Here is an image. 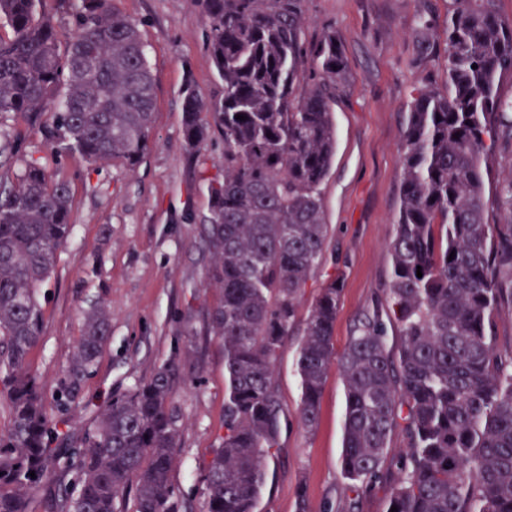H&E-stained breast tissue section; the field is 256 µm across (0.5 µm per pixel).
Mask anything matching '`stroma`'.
I'll return each mask as SVG.
<instances>
[{
  "mask_svg": "<svg viewBox=\"0 0 512 512\" xmlns=\"http://www.w3.org/2000/svg\"><path fill=\"white\" fill-rule=\"evenodd\" d=\"M449 0H308L305 39L334 27L343 46L348 86L336 98V155L320 187L328 224L324 257L304 287L297 316L277 361V387L288 427L271 463L258 512H384L398 467L387 462L371 490L342 476L345 387L330 368L317 426L298 420L296 373L304 322L320 288L338 277L342 295L333 345L343 352L357 326L384 300L390 274L388 244L399 207L402 145L413 89L443 86L438 58L412 61L419 16L445 21ZM138 23L156 85L150 147L135 170L118 163L89 165L77 152L54 158L22 118L13 125L19 145L0 164L13 174L27 159L56 168L72 190V232L46 284L43 335L29 368L54 391L82 334L85 314L105 306L111 335L80 397L68 411L75 433L94 426L112 397L169 364L170 405L179 429L174 481L184 512H201L202 464L222 446L224 345L211 327L217 300L205 285L211 257L202 234L209 216L208 182L224 176V137L214 132L196 152L184 147L182 86L193 77L207 97L224 84L205 42L198 0H118Z\"/></svg>",
  "mask_w": 512,
  "mask_h": 512,
  "instance_id": "stroma-1",
  "label": "stroma"
}]
</instances>
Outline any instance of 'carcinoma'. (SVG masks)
Listing matches in <instances>:
<instances>
[{
  "mask_svg": "<svg viewBox=\"0 0 512 512\" xmlns=\"http://www.w3.org/2000/svg\"><path fill=\"white\" fill-rule=\"evenodd\" d=\"M47 2L0 0V29L11 32L0 36V153L18 139L6 125L13 115L53 153L63 142L90 165L137 167L155 111L139 25L116 0H54L68 6L73 28L63 43ZM497 2L452 0L446 83L417 89L409 105L385 291L397 353L376 314L336 355L334 277L309 310L296 359L309 430L329 368L341 372V473L350 485L369 489L397 458L385 512H512V348H500L495 331L497 315L512 309V174L496 189L502 223H488L486 208V157L498 146L512 152V100L497 88L512 72V18ZM305 3L200 0L224 82V96L208 99L188 78L182 103L188 150L215 129L224 134V181L209 184L203 229L206 284L219 290L210 319L224 342V439L203 465L202 512H257L280 448L276 361L327 242L319 187L336 155L332 105L349 74L336 29L307 46ZM434 47V25L422 18L416 59ZM71 205L68 182L36 159L0 181V402L9 407L0 512H34L39 489L42 512H182L170 367L113 397L77 435L58 429L65 420L29 370L43 331L39 292L70 236ZM109 334V312L93 308L51 397L58 413L78 397Z\"/></svg>",
  "mask_w": 512,
  "mask_h": 512,
  "instance_id": "carcinoma-1",
  "label": "carcinoma"
}]
</instances>
